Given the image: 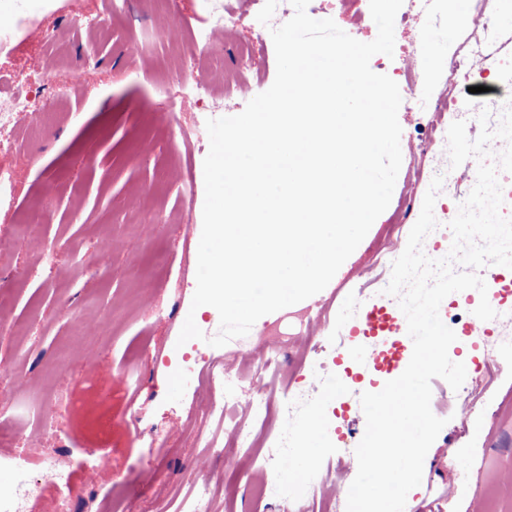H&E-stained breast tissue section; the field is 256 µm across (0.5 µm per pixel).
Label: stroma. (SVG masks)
<instances>
[{"mask_svg":"<svg viewBox=\"0 0 512 512\" xmlns=\"http://www.w3.org/2000/svg\"><path fill=\"white\" fill-rule=\"evenodd\" d=\"M237 25L224 39V74L208 67L213 28L222 0H129L119 26H112L102 0H13V21L0 26V72L16 85L38 91L28 121L0 130V171L11 177L0 190V419L18 418L22 434L36 431L41 446L0 447V484L15 480V461L25 458L40 473L47 457L65 449L74 512H101L110 498L138 512H180L199 485L208 486L211 512H278L275 502L244 494L265 467L264 457L225 462L205 438L224 440V423L206 413L220 397L201 375L184 373L176 343L187 315L206 336L220 325L217 311L191 312L205 197L203 163L208 139L192 149L181 129H201L207 119L243 111L250 97L267 90L276 75L269 29L257 19V0H242ZM308 14L333 19L348 35L373 41L378 33L369 0H310ZM80 22L73 35L69 22ZM111 27L107 42L93 39ZM470 11L458 0H429L425 11L401 7L395 19L393 56L378 54L371 69L400 80L414 64L422 94L445 91L448 62L470 35ZM252 48L248 93L224 95L235 72L239 44ZM72 85L67 104L52 89ZM418 112L401 104L402 164L393 195L401 197L412 164L430 175L447 171L446 145L414 161ZM48 192L43 225L46 247L56 256L46 266L35 248L20 241L24 204ZM397 211L394 203L375 220L364 242L331 282L308 303L319 320L317 335L332 349L309 358L311 342L301 337L292 350L295 366L282 370L267 390L288 405L289 429L300 438L304 396L321 376H338V398L324 406L329 423L315 463L316 498L331 499L346 512L347 490L358 464L354 448L366 428L360 396L383 387L409 361L413 342L406 327L365 335V310L358 288L368 266L369 243ZM146 235L124 247L133 225ZM84 319L76 333L70 312ZM512 319L485 331H460L451 360L466 359L463 383L478 376L488 384L481 412L434 408L446 421L434 445L438 453L420 485V502L409 512H487L490 499L512 505ZM369 349L372 360L352 355ZM71 356L68 365L57 352Z\"/></svg>","mask_w":512,"mask_h":512,"instance_id":"stroma-1","label":"stroma"}]
</instances>
